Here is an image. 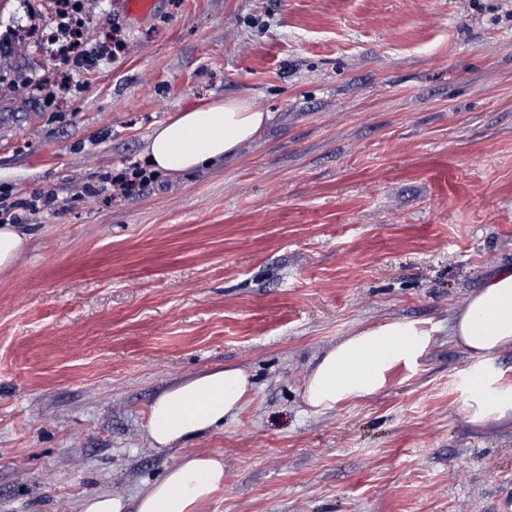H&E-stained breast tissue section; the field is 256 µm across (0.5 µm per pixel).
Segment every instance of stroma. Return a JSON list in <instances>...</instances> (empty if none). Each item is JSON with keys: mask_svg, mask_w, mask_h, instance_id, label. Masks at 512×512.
I'll return each instance as SVG.
<instances>
[{"mask_svg": "<svg viewBox=\"0 0 512 512\" xmlns=\"http://www.w3.org/2000/svg\"><path fill=\"white\" fill-rule=\"evenodd\" d=\"M126 49L47 106L58 67L0 41V186L51 192L0 273V512L135 500L188 454L224 460L199 512H512V431L467 422L448 328L512 264V0H160ZM272 122L219 165L139 195L72 199L143 159L154 126L209 97ZM390 320L439 328L416 374L316 412L318 357ZM238 366L223 429L158 450L163 388Z\"/></svg>", "mask_w": 512, "mask_h": 512, "instance_id": "1", "label": "stroma"}]
</instances>
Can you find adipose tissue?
I'll return each instance as SVG.
<instances>
[{"mask_svg": "<svg viewBox=\"0 0 512 512\" xmlns=\"http://www.w3.org/2000/svg\"><path fill=\"white\" fill-rule=\"evenodd\" d=\"M273 119L255 102L204 99L176 112L148 136L144 159L151 170L180 176L235 156ZM449 332L471 364L464 380V409L477 430L512 428V378L499 363L512 348V267L487 276L454 317ZM436 326L392 320L358 329L328 349L310 371L303 397L315 411L368 400L388 385L395 369L416 371L433 345ZM248 373L221 366L162 390L151 402L146 431L152 447L175 448L223 428L249 401ZM224 486V461L189 455L148 485L135 504L118 495L95 494L61 512H197Z\"/></svg>", "mask_w": 512, "mask_h": 512, "instance_id": "1", "label": "adipose tissue"}]
</instances>
